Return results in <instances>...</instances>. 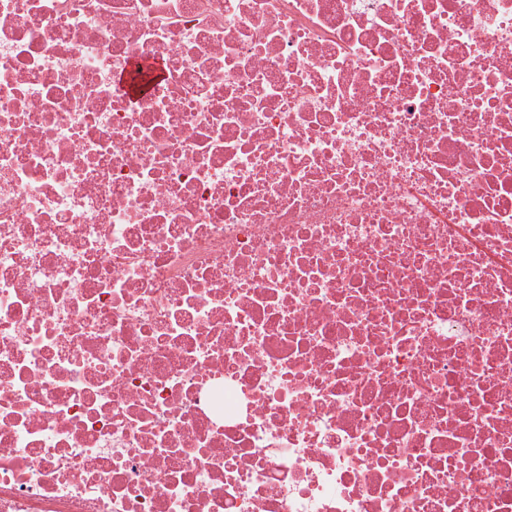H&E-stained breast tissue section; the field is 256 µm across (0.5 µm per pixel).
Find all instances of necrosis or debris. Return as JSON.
Segmentation results:
<instances>
[{"label": "necrosis or debris", "mask_w": 512, "mask_h": 512, "mask_svg": "<svg viewBox=\"0 0 512 512\" xmlns=\"http://www.w3.org/2000/svg\"><path fill=\"white\" fill-rule=\"evenodd\" d=\"M0 512H512V0H0Z\"/></svg>", "instance_id": "1"}]
</instances>
